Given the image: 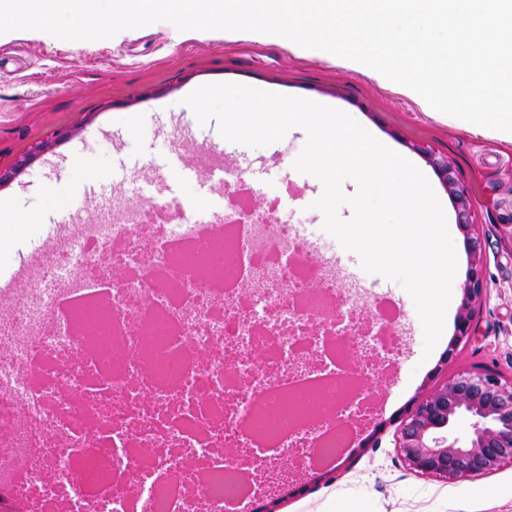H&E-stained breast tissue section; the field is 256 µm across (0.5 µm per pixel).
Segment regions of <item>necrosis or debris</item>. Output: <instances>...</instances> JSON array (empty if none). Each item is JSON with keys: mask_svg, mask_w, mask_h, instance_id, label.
I'll return each mask as SVG.
<instances>
[{"mask_svg": "<svg viewBox=\"0 0 512 512\" xmlns=\"http://www.w3.org/2000/svg\"><path fill=\"white\" fill-rule=\"evenodd\" d=\"M223 214L190 215L169 198L96 223L60 259L111 254L121 275L85 273L39 285L0 325V478L40 502L36 512H184L195 487L209 512H242L252 484L243 448L274 463L342 455L372 349L399 335L368 329L351 304L329 308L326 262L257 208L246 174L228 171ZM166 234L141 244L164 215ZM321 289L303 294L301 283ZM317 355L315 364L301 354Z\"/></svg>", "mask_w": 512, "mask_h": 512, "instance_id": "necrosis-or-debris-1", "label": "necrosis or debris"}]
</instances>
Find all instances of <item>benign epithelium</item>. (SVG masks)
<instances>
[{
    "mask_svg": "<svg viewBox=\"0 0 512 512\" xmlns=\"http://www.w3.org/2000/svg\"><path fill=\"white\" fill-rule=\"evenodd\" d=\"M34 159L30 153L11 167L0 168V189ZM428 160L457 204L460 227L470 232L468 193L459 185L452 165L431 152ZM468 241L472 259L456 319L455 345L472 336L475 305L486 292L479 243L472 236ZM461 416L474 419L472 433L462 441L448 438L444 431ZM396 448L414 472L446 480L481 477L512 462V382L491 371L463 372L448 379L405 411Z\"/></svg>",
    "mask_w": 512,
    "mask_h": 512,
    "instance_id": "1",
    "label": "benign epithelium"
}]
</instances>
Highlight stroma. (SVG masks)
<instances>
[{"instance_id":"stroma-1","label":"stroma","mask_w":512,"mask_h":512,"mask_svg":"<svg viewBox=\"0 0 512 512\" xmlns=\"http://www.w3.org/2000/svg\"><path fill=\"white\" fill-rule=\"evenodd\" d=\"M233 83L309 99L354 117L379 141L414 163L440 200L456 246L457 272L447 323L432 353L415 304L402 286L365 272L359 256L323 228L313 203L321 182L293 163L306 141L301 128L264 147L225 140L216 122L200 124L183 99L208 84ZM44 152L8 187L0 203L59 215L31 237L0 249V282L19 294L30 287L14 268L51 252L64 233H78L111 211L154 197L162 178L169 196L187 209L206 198L209 213L224 210L219 181L196 174L204 161L245 170L258 190L255 204L276 200L297 234L336 265L340 294L359 296L364 315L390 305L399 313V354L376 363L363 379L375 402L369 447L352 445L333 463L305 472L280 469L276 490L261 498L272 512H512V463L491 474L446 481L415 473L396 440L401 415L415 400L453 376L489 369L512 380V238L500 224L512 214V145L450 123L418 94L352 69L344 59L305 49L274 35L178 31L166 21L112 38L66 41L33 30L0 34V166L37 145ZM447 157L470 200L471 232L427 153ZM477 237L487 292L476 309V331L454 344L455 321L469 268L468 237Z\"/></svg>"}]
</instances>
